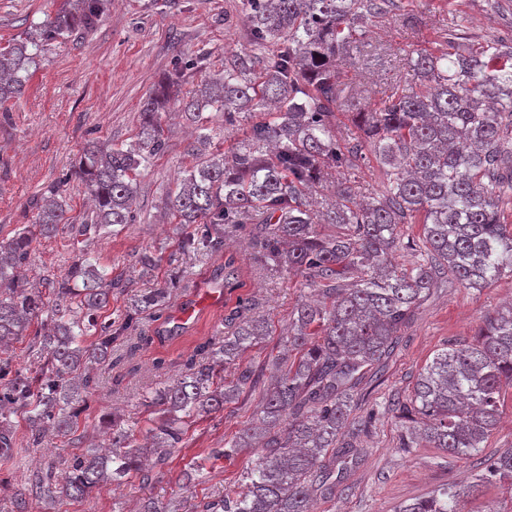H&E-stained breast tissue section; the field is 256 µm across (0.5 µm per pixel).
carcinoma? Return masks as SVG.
<instances>
[{
	"label": "carcinoma",
	"mask_w": 512,
	"mask_h": 512,
	"mask_svg": "<svg viewBox=\"0 0 512 512\" xmlns=\"http://www.w3.org/2000/svg\"><path fill=\"white\" fill-rule=\"evenodd\" d=\"M54 17L31 25L24 36L0 47V102L22 93L44 45L77 29L94 27L104 0H65ZM396 7L395 0H243L251 49L231 54L224 73L207 77L183 103L200 123L198 141L209 140L202 109L224 112V122L260 114L262 120L230 153L211 154L184 171L165 206L181 224L198 225L183 242L193 253H217L224 238L251 225L260 259L274 271L310 279L321 300L305 303L291 324L288 344L298 357L288 363L266 394L260 416L222 456L255 440L262 454L242 474L243 489L198 505V512H309V492L326 484L325 458L346 456L342 440L358 386L373 366L387 359L398 333L436 286L437 268L471 288H484L512 274V227L502 216L512 192V41L467 53L420 52L410 64V82L383 91L376 108L352 113L353 142L337 143L336 104L343 89L336 60L353 34ZM177 82L163 81L141 107L139 139L129 148H102L89 140L78 177L94 203L82 224H70L55 196L43 200L33 229L0 241V346L28 331L46 313L33 342L43 363L32 372L0 360V458L13 457V414L28 423V447L47 432L68 436L76 425L73 406L90 384L89 368L112 356V329L103 328L87 346L89 325L73 308L93 316L109 304L117 283L81 255L51 282L53 299L29 285L23 274L34 237L64 230L89 241L133 222L140 167L167 148L159 114ZM370 152L382 169L381 193L353 201L350 171ZM332 184L334 199L321 210L307 196L315 185ZM321 224L345 229L323 235ZM423 225L424 248L410 268L392 264L399 226ZM224 287H241L239 268L224 262ZM165 288H153L128 306L124 331L140 314L168 303ZM224 335L198 344L172 382L155 390L151 443L134 433L112 432L111 449H96L55 464L31 483L43 499H82L103 483L136 473L149 479L142 458L155 455L163 468L167 450L182 441L185 419L224 409L255 383L256 371L236 365L263 336L266 323L250 315L241 298L225 317ZM237 377L224 382V368ZM512 387V305L490 316L470 341L437 352L416 382L402 417L403 447L421 439L451 457L480 451L500 415L504 388ZM498 481L512 488V448L489 459L467 486L450 485L402 504L396 512H463L464 498L479 484Z\"/></svg>",
	"instance_id": "obj_1"
}]
</instances>
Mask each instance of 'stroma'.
Listing matches in <instances>:
<instances>
[{
    "label": "stroma",
    "instance_id": "1",
    "mask_svg": "<svg viewBox=\"0 0 512 512\" xmlns=\"http://www.w3.org/2000/svg\"><path fill=\"white\" fill-rule=\"evenodd\" d=\"M64 0H0V44L19 38L30 24L53 17ZM399 11L374 18L358 39L364 62H340L344 93L336 108V135L351 137L353 112L379 105L381 90L408 81L409 62L423 50L444 48L449 33L482 45L512 38V0H398ZM249 45L242 0H108L107 10L93 30L51 42L21 95L0 103V240L34 223L36 202L50 188H60L70 223L86 217L90 202L76 174L86 141L95 138L117 147L138 139L139 112L160 79L179 73L182 96H192L203 76L224 70L230 51ZM160 123L167 150L137 177L139 186L134 223L117 233L95 238L90 257L98 270L118 280L108 306L96 325L120 330L112 343L113 363L95 366L86 404L73 435L52 439L50 447L28 448V425L14 416L19 453L0 459V507L12 506L15 494L29 486L48 462L81 453L100 444L103 414L120 415L124 426L144 439L151 410L150 392L176 373L180 354L222 330L223 310L204 315L194 334L174 344L154 340L153 314L122 330L133 292L164 288L169 308L190 295V287L210 273L223 255H233L244 271L239 293L252 299L254 311L268 324L269 334L249 348L243 363L262 370L260 384L223 410L189 422L167 465L149 483L131 475L121 485H108L85 498L29 502V512H141L154 501L165 512H195L199 503L237 488L241 474L256 458L254 448L216 457L259 414L265 393L279 374L277 361L288 355V327L299 303L312 290L302 276L274 272L256 257L249 237L240 233L224 241L222 254H187L182 241L187 225L177 223L165 207L180 172L195 162L198 142L192 115L162 113ZM160 252L152 274H142L137 258L142 250ZM74 247L67 235L37 238L26 277L45 288L72 262ZM512 301V276L502 275L477 290L439 279L415 309L400 333L392 354L358 388L349 415L357 427L356 452L336 470V485L311 494L312 512H396L401 503L427 497L451 484H469L487 459L512 448V388L507 389L495 430L476 455L454 458L441 449L402 447V423L394 402L409 401L419 374L447 344L471 339L487 317ZM151 337L132 364H121L131 338ZM165 367H157L158 358Z\"/></svg>",
    "mask_w": 512,
    "mask_h": 512
}]
</instances>
